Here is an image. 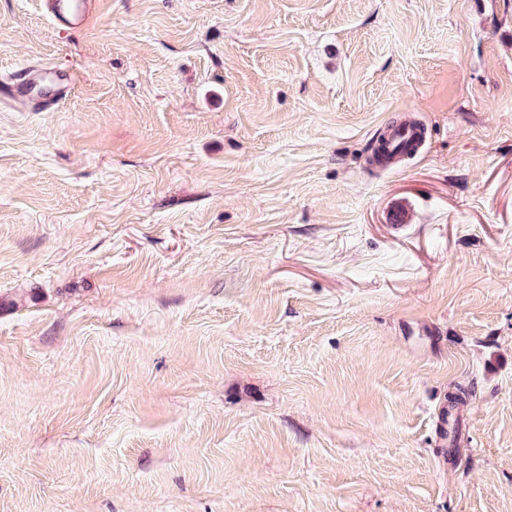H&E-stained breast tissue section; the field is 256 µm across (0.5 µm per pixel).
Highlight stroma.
<instances>
[{
  "instance_id": "1",
  "label": "stroma",
  "mask_w": 512,
  "mask_h": 512,
  "mask_svg": "<svg viewBox=\"0 0 512 512\" xmlns=\"http://www.w3.org/2000/svg\"><path fill=\"white\" fill-rule=\"evenodd\" d=\"M29 64L0 512H512V0H0ZM91 0H49V9L55 20L66 27H84L92 14ZM49 70L32 65L20 74L17 81L12 83L7 94L18 101L26 102L36 98L44 108L50 109L58 105L60 97L67 92V86L72 77L49 81L46 76ZM417 131L404 127L401 125H391L387 129V147L389 150L393 151L397 148H402L405 146H416L417 145Z\"/></svg>"
}]
</instances>
